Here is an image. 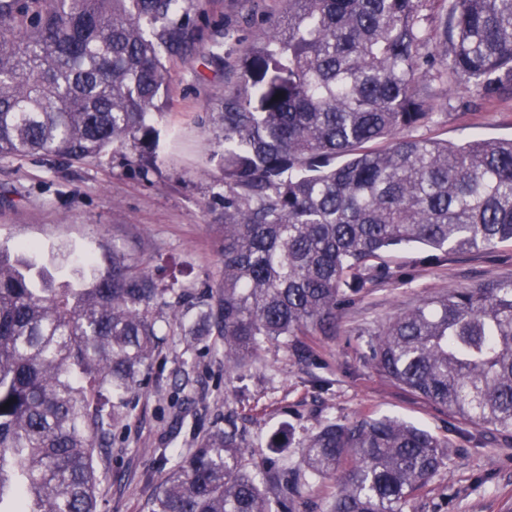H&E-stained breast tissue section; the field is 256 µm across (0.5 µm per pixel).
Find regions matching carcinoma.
Wrapping results in <instances>:
<instances>
[{"label":"carcinoma","instance_id":"carcinoma-1","mask_svg":"<svg viewBox=\"0 0 512 512\" xmlns=\"http://www.w3.org/2000/svg\"><path fill=\"white\" fill-rule=\"evenodd\" d=\"M240 58L224 148V285L202 318L239 369L271 342L303 354L383 252L512 242V139L464 145L409 131L433 116L427 72L512 98V0H285ZM195 0H0V159L156 150L166 62L201 40ZM408 135H403V132ZM341 162H336V159ZM159 288L119 245L54 285L30 243L0 246V512H97V456L161 341ZM377 372L476 428L512 433V280L426 297L376 333ZM235 423L180 454L151 512H300L310 477L328 512H405L448 444L391 417L327 422L303 468L242 463ZM335 492L333 481L311 479L304 488L307 512H326Z\"/></svg>","mask_w":512,"mask_h":512}]
</instances>
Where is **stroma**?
<instances>
[{"mask_svg": "<svg viewBox=\"0 0 512 512\" xmlns=\"http://www.w3.org/2000/svg\"><path fill=\"white\" fill-rule=\"evenodd\" d=\"M284 0H199L195 23L204 38L169 63V105L158 117L157 167L145 172L131 151L109 149L92 161L49 167L39 158L0 159V244L38 246L51 272L71 273L88 257L121 245L159 287L195 288L171 316L153 314L162 341L115 424L98 461L104 478L98 512H150L168 470L158 449L175 454L226 419L245 437L243 463L258 472L272 458L299 467L305 440L330 419L397 417L448 443L445 466L407 512H506L512 507V436H481L471 425L376 372L373 334L418 300L497 278H512V243L436 258L419 246L384 254L385 275L351 296L337 313L336 333L312 336L298 356L282 344L258 351L242 371L225 369L218 336L195 323L224 282L222 161L212 123L237 80V62L284 10ZM439 104L420 138L462 144L512 138V99L487 102L476 85L438 80ZM289 431L283 453L274 435Z\"/></svg>", "mask_w": 512, "mask_h": 512, "instance_id": "stroma-1", "label": "stroma"}]
</instances>
